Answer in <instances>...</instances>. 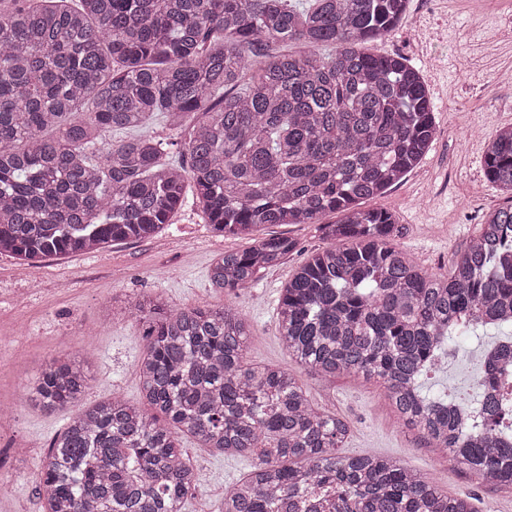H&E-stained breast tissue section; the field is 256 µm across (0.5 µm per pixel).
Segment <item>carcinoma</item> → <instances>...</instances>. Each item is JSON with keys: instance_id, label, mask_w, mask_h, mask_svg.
<instances>
[{"instance_id": "obj_1", "label": "carcinoma", "mask_w": 512, "mask_h": 512, "mask_svg": "<svg viewBox=\"0 0 512 512\" xmlns=\"http://www.w3.org/2000/svg\"><path fill=\"white\" fill-rule=\"evenodd\" d=\"M0 254L29 264L156 235L192 184L220 235L318 224L313 253L277 305L279 340L317 375L378 379L405 425L484 482L512 486V411L485 371L467 427L422 377L472 315L512 316V126L488 141L486 179L511 193L475 237L429 274L396 245L393 213L365 208L416 167L438 128L406 57L365 45L389 36L410 0H0ZM295 41L298 54L271 50ZM92 108L84 110L85 102ZM187 116L188 165L142 132ZM334 214L337 221L321 220ZM217 256L213 288L250 287L296 249L254 236ZM142 404L85 409L87 361L46 360L25 388L46 410L76 408L38 478L48 512H182L197 476L180 438L253 459L221 512H477L389 457L341 456L347 422L315 407L286 369L247 359L236 307L179 308L139 294Z\"/></svg>"}]
</instances>
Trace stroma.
<instances>
[{"label":"stroma","mask_w":512,"mask_h":512,"mask_svg":"<svg viewBox=\"0 0 512 512\" xmlns=\"http://www.w3.org/2000/svg\"><path fill=\"white\" fill-rule=\"evenodd\" d=\"M369 48L402 54L422 73L438 126L422 162L372 204L404 224L396 244L413 262L430 273H447L451 252L465 248L483 215L503 200L485 178L484 155L488 136L512 126V7L502 0H410L398 30ZM267 231L295 240L296 251L252 287L231 295L213 291L210 264L219 253L244 249L248 242L213 234L191 193L170 225L150 240L117 242L101 253L54 257L36 266L0 255L1 282L18 287L36 276L44 282L19 315L24 330L12 329L18 317L12 311L0 313V400L12 410L10 439L24 449L0 472V512H46L36 491L41 461L72 411L47 412L25 400L24 387L45 360L70 352L88 361L83 405L116 390L139 403L142 328L117 313L105 317L103 309L142 291L161 293L176 307L235 305L252 326L249 358L293 371L315 404L347 421L350 432L340 455L390 457L430 477L448 495L474 497L480 512H512L511 487L482 482L404 425L379 381L315 375L288 356L278 338V297L296 267L329 241L315 224H275ZM451 344L456 360L425 384L466 403L477 394L478 340L467 334ZM182 446L204 474L182 512H218L217 490L245 477L251 457L212 451L187 437Z\"/></svg>","instance_id":"35a3bbf8"}]
</instances>
